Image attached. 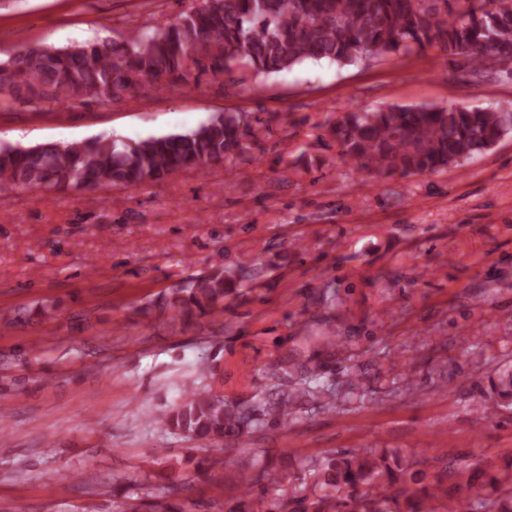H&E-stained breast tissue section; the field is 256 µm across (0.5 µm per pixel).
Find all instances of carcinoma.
<instances>
[{
	"label": "carcinoma",
	"instance_id": "obj_1",
	"mask_svg": "<svg viewBox=\"0 0 512 512\" xmlns=\"http://www.w3.org/2000/svg\"><path fill=\"white\" fill-rule=\"evenodd\" d=\"M436 48L459 59L465 78L512 77V0H199L172 23L133 20L112 40L18 49L0 61V109H75L126 100L142 88L170 90L203 76L241 93L308 62L339 67L405 57ZM257 118L221 112L182 134L116 144L110 137L31 147H0V188L106 191L139 186L188 169L243 156ZM340 153L362 168L403 176L438 173L492 149L512 134V110L387 105L344 112L328 125ZM235 278L217 269L172 291L173 305L214 309ZM296 388L255 404L223 402L208 385L158 417L191 438L229 440L245 430L286 422L292 410L327 393L310 386L304 366ZM483 412L512 409V363L489 378ZM312 496L278 504L266 496L287 476L260 471L227 512H512V462L435 464L422 454L385 448L328 453L308 466Z\"/></svg>",
	"mask_w": 512,
	"mask_h": 512
}]
</instances>
